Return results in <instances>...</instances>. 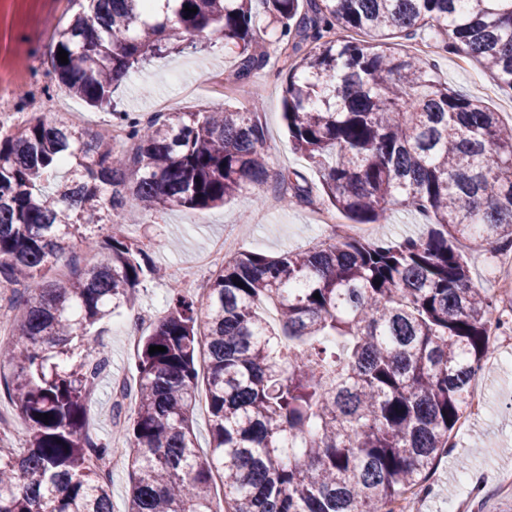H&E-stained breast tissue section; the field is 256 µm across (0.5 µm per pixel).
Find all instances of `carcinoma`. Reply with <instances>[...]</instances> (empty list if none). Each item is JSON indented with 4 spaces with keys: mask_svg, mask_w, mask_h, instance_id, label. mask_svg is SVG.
Instances as JSON below:
<instances>
[{
    "mask_svg": "<svg viewBox=\"0 0 512 512\" xmlns=\"http://www.w3.org/2000/svg\"><path fill=\"white\" fill-rule=\"evenodd\" d=\"M84 2L56 33L49 73L97 107L112 106L119 78L197 48V37L236 50V79L248 81L269 63L255 53L265 16L288 64L289 143L319 168L331 205L354 224L414 210L431 230L333 235L276 257L240 252L216 272L206 302L173 289L140 341L137 407L128 448H117L84 427L106 363L95 327L155 270L114 232L101 247L80 237L98 257L67 283L48 272L80 227L119 225L127 207L202 210L265 184L264 127L246 106L147 123L116 112L131 143L121 154L111 137L63 115L0 128V286L12 292L0 389L29 429L26 447L0 446V512H112L99 462L116 455L128 458L127 512H213L216 475L228 512H393L448 453L490 353L497 300L472 282L455 242L512 249V126L389 39H426L511 92L512 0H164L154 22L155 0ZM280 181L285 204L310 201L302 174ZM151 346L166 351L151 355ZM201 350L205 459L193 427Z\"/></svg>",
    "mask_w": 512,
    "mask_h": 512,
    "instance_id": "cac0c4a2",
    "label": "carcinoma"
}]
</instances>
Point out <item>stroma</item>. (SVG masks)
I'll return each mask as SVG.
<instances>
[{
	"mask_svg": "<svg viewBox=\"0 0 512 512\" xmlns=\"http://www.w3.org/2000/svg\"><path fill=\"white\" fill-rule=\"evenodd\" d=\"M76 10L73 0H0V93L19 99L29 86L48 83L54 37ZM393 44L396 51L433 58L440 81L481 99L512 124V93L501 91L482 67L460 55L436 53L418 38L397 37ZM258 48L269 54L270 63L238 91L233 88L238 56L219 42L201 51L188 49L150 59L141 72L116 84L112 94L117 108L144 121L163 108L193 112L204 107L240 106L246 103L248 93L261 95L259 119L267 130L271 174L264 185L247 187L219 208L169 210L144 216L141 223L122 229L124 236L148 251L155 265L175 272L190 288H209L214 272L200 265L199 259L225 233L234 235L237 250L269 256L311 248L332 234L331 228L310 220L313 210L324 207L325 201L316 167L295 153L288 142L282 117L279 50L270 36L259 42ZM293 169L311 185L312 205L268 207L276 176ZM170 297L167 282L146 279L138 287L131 309L100 326L99 340L109 366L88 405L87 426L92 434L124 445L135 406L136 340L167 313ZM479 381L486 411L466 430L453 431V447L437 462L427 490L415 496L417 512H448L452 503L472 493L479 497V512H500L502 504L512 499L498 482L501 472L512 469V335L502 337L485 358ZM120 383L127 390L122 400L114 392Z\"/></svg>",
	"mask_w": 512,
	"mask_h": 512,
	"instance_id": "obj_1",
	"label": "stroma"
}]
</instances>
